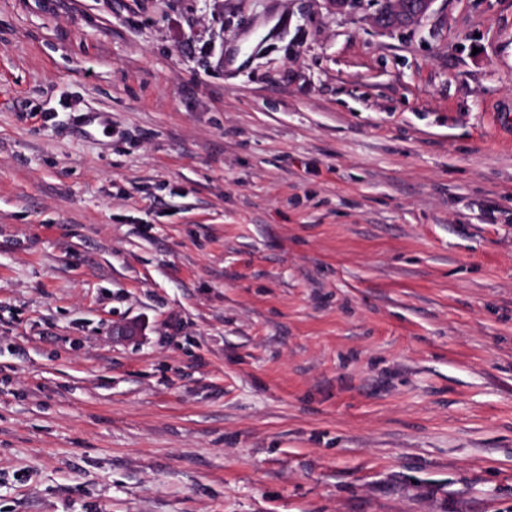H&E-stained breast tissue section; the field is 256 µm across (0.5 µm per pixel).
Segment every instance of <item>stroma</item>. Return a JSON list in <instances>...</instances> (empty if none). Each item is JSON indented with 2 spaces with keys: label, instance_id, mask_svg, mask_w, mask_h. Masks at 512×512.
<instances>
[{
  "label": "stroma",
  "instance_id": "1",
  "mask_svg": "<svg viewBox=\"0 0 512 512\" xmlns=\"http://www.w3.org/2000/svg\"><path fill=\"white\" fill-rule=\"evenodd\" d=\"M375 10L0 0V512H512V0ZM381 6L375 15L377 26L386 31L417 26L429 12L434 0H375ZM389 3L390 7L386 6Z\"/></svg>",
  "mask_w": 512,
  "mask_h": 512
}]
</instances>
